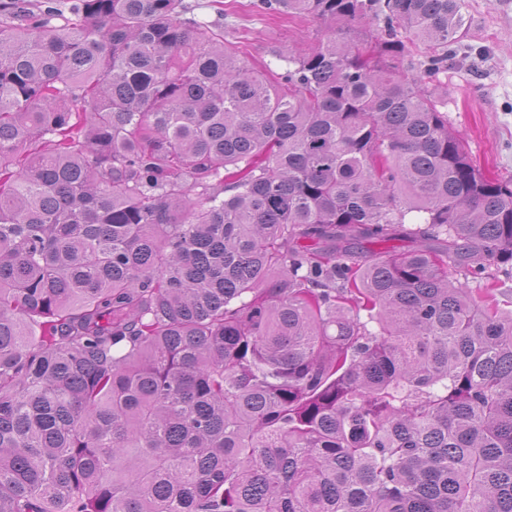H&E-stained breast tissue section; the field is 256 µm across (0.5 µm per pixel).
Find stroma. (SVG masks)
<instances>
[{"label":"stroma","instance_id":"obj_1","mask_svg":"<svg viewBox=\"0 0 512 512\" xmlns=\"http://www.w3.org/2000/svg\"><path fill=\"white\" fill-rule=\"evenodd\" d=\"M196 19L223 21L228 39L238 42L247 64L278 69L273 53L306 48L308 21L283 20L228 0H188ZM471 25L461 52L434 83L448 103V121L464 138L472 158L489 174L512 177V0H467Z\"/></svg>","mask_w":512,"mask_h":512}]
</instances>
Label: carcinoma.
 Listing matches in <instances>:
<instances>
[{"label":"carcinoma","instance_id":"carcinoma-1","mask_svg":"<svg viewBox=\"0 0 512 512\" xmlns=\"http://www.w3.org/2000/svg\"><path fill=\"white\" fill-rule=\"evenodd\" d=\"M253 6L316 22L276 81L183 0H0V512H512L465 0Z\"/></svg>","mask_w":512,"mask_h":512}]
</instances>
